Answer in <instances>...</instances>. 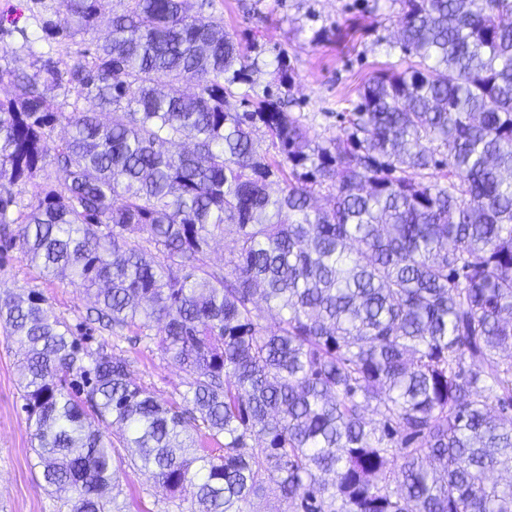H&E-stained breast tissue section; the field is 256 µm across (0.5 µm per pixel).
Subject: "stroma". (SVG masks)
I'll list each match as a JSON object with an SVG mask.
<instances>
[{"label":"stroma","instance_id":"1","mask_svg":"<svg viewBox=\"0 0 512 512\" xmlns=\"http://www.w3.org/2000/svg\"><path fill=\"white\" fill-rule=\"evenodd\" d=\"M191 2L201 6L203 15L223 19L235 38L252 33L263 44L265 66L254 97L274 85L276 55L287 53L294 78L291 95L308 116L313 136L322 141L336 135L335 113L351 110L364 82L399 61L388 46L397 36L399 6L394 0H368L365 9L355 7V0H214L210 8L202 7L201 0ZM65 13L64 0H0V26L9 31L0 36V48L8 50L14 65L27 66L24 35H39L41 17L61 19ZM338 28L343 31L339 38L334 35ZM0 285L20 293L41 291L54 314L75 327L93 304L80 284L44 280L15 251L0 267ZM84 340L124 357L131 377L162 399L181 400L188 389L187 375L157 347L96 330ZM21 384L17 345L0 327V512H67L65 494L46 487L42 479ZM112 494L131 512H180L177 498L149 474L132 468L121 474Z\"/></svg>","mask_w":512,"mask_h":512}]
</instances>
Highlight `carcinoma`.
<instances>
[{
  "label": "carcinoma",
  "instance_id": "carcinoma-1",
  "mask_svg": "<svg viewBox=\"0 0 512 512\" xmlns=\"http://www.w3.org/2000/svg\"><path fill=\"white\" fill-rule=\"evenodd\" d=\"M65 2L41 20L49 46L101 19L102 0ZM396 2L407 67L369 79L321 142L288 111L283 51L280 91L228 110L264 49L189 0H126L71 63L0 65V184L67 174L26 204L0 194V254L81 283L102 327L188 375L181 402L160 399L40 292L0 290L68 512H124L103 425L186 512L271 492L291 512H512V480L493 479L512 473V0ZM323 191L328 210L311 204ZM225 234L236 248L213 269ZM235 246L233 235H225L224 238H216L210 243L207 253V261L215 267L224 264V258L228 257Z\"/></svg>",
  "mask_w": 512,
  "mask_h": 512
}]
</instances>
